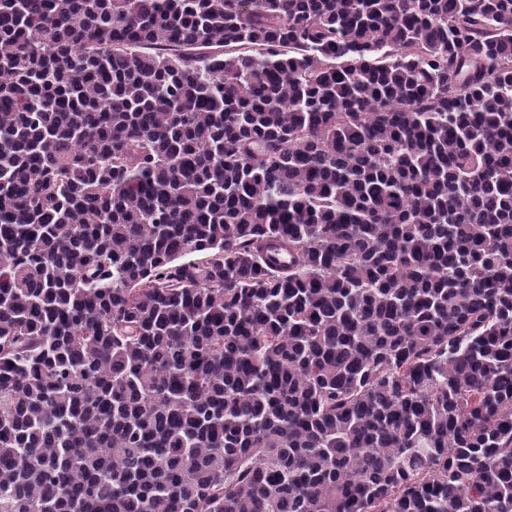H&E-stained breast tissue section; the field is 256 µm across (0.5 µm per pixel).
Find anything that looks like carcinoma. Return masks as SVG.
Here are the masks:
<instances>
[{"instance_id":"obj_1","label":"carcinoma","mask_w":512,"mask_h":512,"mask_svg":"<svg viewBox=\"0 0 512 512\" xmlns=\"http://www.w3.org/2000/svg\"><path fill=\"white\" fill-rule=\"evenodd\" d=\"M0 512H512V0H0Z\"/></svg>"}]
</instances>
